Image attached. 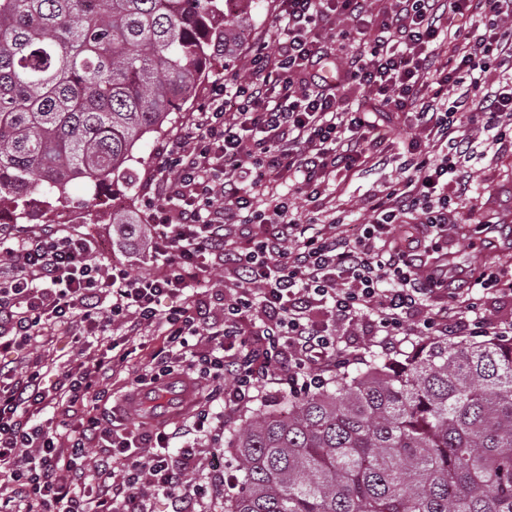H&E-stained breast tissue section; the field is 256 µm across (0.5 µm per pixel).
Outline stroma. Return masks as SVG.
Returning <instances> with one entry per match:
<instances>
[{"mask_svg":"<svg viewBox=\"0 0 512 512\" xmlns=\"http://www.w3.org/2000/svg\"><path fill=\"white\" fill-rule=\"evenodd\" d=\"M277 2L250 0L247 31L236 39L230 52L216 50L212 68L201 79L181 112L175 114L173 122L165 125L162 132L148 134L137 144L133 150L136 161L132 190H116L111 200L85 217L81 214L85 190L79 183L71 187L66 210L82 217L81 222L72 224L71 230L91 239L96 246L97 261L106 265L121 262L141 274L153 272L156 263L152 238L140 221L145 212L146 188L154 175L155 157L161 147L176 141L197 112L207 106L216 83L234 73L242 79L252 78L253 72L247 67L251 49L274 25ZM378 120L386 131V139L381 145L384 163L367 172L338 171L336 182L326 196L310 200L298 198L295 218L299 223H306L309 218L320 216L322 211L331 208L337 209L341 219L353 226L369 219L374 199L399 177L404 160V124L397 116L387 113L379 115ZM466 168L472 177L469 196L475 207L474 221L448 228V277L453 288L470 287L471 276L476 271L512 269V147L500 148L492 157L474 151ZM116 210L134 217L131 233L122 234L118 225L113 224L112 213ZM484 218L492 219V227L478 228V220ZM114 337L123 340L125 348L131 349L133 355L120 377L106 382L109 396L101 401L99 412L111 420L113 428L123 429L133 424L132 418L123 412L127 384L142 355L157 350L162 338L158 335L127 338L119 329L115 330Z\"/></svg>","mask_w":512,"mask_h":512,"instance_id":"obj_1","label":"stroma"}]
</instances>
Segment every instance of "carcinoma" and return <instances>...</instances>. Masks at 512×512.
Here are the masks:
<instances>
[{
	"label": "carcinoma",
	"instance_id": "carcinoma-1",
	"mask_svg": "<svg viewBox=\"0 0 512 512\" xmlns=\"http://www.w3.org/2000/svg\"><path fill=\"white\" fill-rule=\"evenodd\" d=\"M225 0H0V203L94 207L243 33ZM224 512H512V337L370 360L227 441Z\"/></svg>",
	"mask_w": 512,
	"mask_h": 512
}]
</instances>
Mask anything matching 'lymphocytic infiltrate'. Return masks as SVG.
Instances as JSON below:
<instances>
[{
	"label": "lymphocytic infiltrate",
	"instance_id": "1",
	"mask_svg": "<svg viewBox=\"0 0 512 512\" xmlns=\"http://www.w3.org/2000/svg\"><path fill=\"white\" fill-rule=\"evenodd\" d=\"M279 8L250 59L255 79L217 83L183 139L157 156L145 200L155 272L91 261L90 240L52 224L8 249L0 353L15 362L0 363V477L9 493L0 512L11 501L22 512H157L161 499L171 512H197L214 483L199 464L200 444L218 438L267 385L315 391L336 367L340 338L317 318L321 307L335 323H369L377 346L392 352L414 313L427 336L512 335V324L489 322L474 299L448 295V226L464 221L469 177L460 166L474 146V115L443 97L468 84L493 144L512 143V74L504 69L512 0H389L375 27L373 0H280ZM477 16L482 31H468ZM333 18L341 27L330 26ZM331 42L350 47L336 55L334 83L321 73ZM491 74L500 82L492 96L483 92ZM350 85L410 128L404 177L356 234L336 220L324 230L314 219L297 223L288 195L271 187L288 174L310 198L337 171L371 161L367 148L382 135L348 103ZM233 224L256 231L236 237ZM209 256L235 278L218 318L199 300ZM116 325L132 336L163 335L131 391L172 378L212 383L224 390L220 411L199 408L171 431L103 426L99 384L130 355L109 338ZM58 327L70 331L78 355L59 365L47 390L48 362L31 349ZM199 335L202 350L193 342ZM78 404V425L56 419L60 407ZM94 441L107 456L91 459Z\"/></svg>",
	"mask_w": 512,
	"mask_h": 512
}]
</instances>
